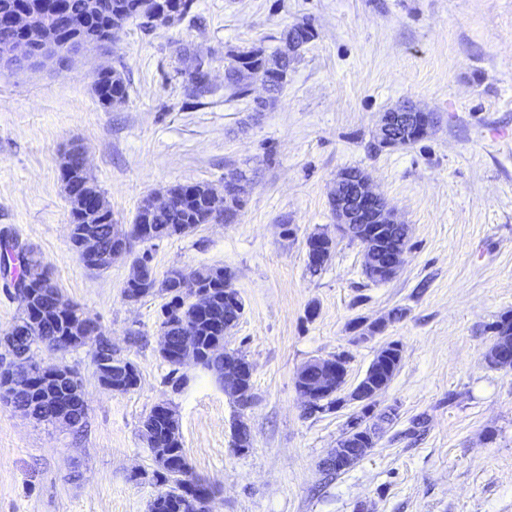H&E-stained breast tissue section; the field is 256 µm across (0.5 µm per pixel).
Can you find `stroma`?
<instances>
[{
    "mask_svg": "<svg viewBox=\"0 0 512 512\" xmlns=\"http://www.w3.org/2000/svg\"><path fill=\"white\" fill-rule=\"evenodd\" d=\"M313 39L269 99L224 87L227 52L283 50L282 32ZM207 61L208 91L189 95ZM121 72L129 95L103 107L99 69ZM413 103L435 125L421 141L373 150L382 112ZM128 228L141 204L176 184L223 190L244 175L232 222L147 244L156 275L221 267L244 313L224 337L253 365V403L240 408L210 372L181 367L173 388L159 354L164 296L128 301L131 263L95 275L70 240L62 163L71 143ZM364 170L411 228L400 272L375 283L359 242L338 235L329 193L339 172ZM331 235L319 273L306 240ZM35 250L69 301L96 318L139 385L102 386L91 347L38 360L74 367L82 432L38 422L0 401V512H148L161 492L142 423L170 402L212 512H512V369L485 360L491 326L512 313V0H194L181 21L128 22L112 43L36 67L0 70V249ZM401 319H390L394 308ZM402 360L369 420L387 424L351 470L323 461L361 410L350 393L377 352ZM343 354L333 409L306 413L296 389L308 362ZM245 422L251 446L237 451Z\"/></svg>",
    "mask_w": 512,
    "mask_h": 512,
    "instance_id": "obj_1",
    "label": "stroma"
}]
</instances>
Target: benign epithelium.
<instances>
[{
    "label": "benign epithelium",
    "mask_w": 512,
    "mask_h": 512,
    "mask_svg": "<svg viewBox=\"0 0 512 512\" xmlns=\"http://www.w3.org/2000/svg\"><path fill=\"white\" fill-rule=\"evenodd\" d=\"M66 13L63 0H39L38 8L30 6L29 0H21L18 9L4 19V24L23 33V38L0 42V68H10L26 61H36L43 57L58 56L60 46L51 37L46 28V20L60 18ZM430 116L409 106L399 107L391 112L383 113L377 133V146L394 148L404 143L423 138L430 125ZM244 187L235 191L224 192V220L233 219L242 201ZM77 200L81 211L87 214H100L103 209V199L97 193L70 192ZM329 204L336 217L339 228L351 238L364 246V267L374 269L391 278L396 274L404 261L405 252L390 254L384 247L372 246V240H383L386 226H391L404 234H409V227L398 221L395 213L388 208L384 198L378 194L369 183L364 173L349 177L342 172L336 179L335 187L330 195ZM105 229L99 227L84 239L79 255L88 270L97 272L112 267V261L128 255L132 249L133 240L137 235L112 234V245L105 244ZM307 258L310 264H319L331 253L332 241L326 236L315 237L307 241ZM101 328L91 316L83 314L73 321L70 335L45 336L40 347L53 351L65 352L74 344L83 346L94 343L99 348ZM181 363L196 360L197 347L193 337L184 334L179 339ZM218 358L224 365V380L226 385H237L241 378L253 373L252 363L234 353H220ZM28 368L40 372L44 385L56 386L67 381L70 369L63 363L50 368L27 360ZM345 363L338 357L321 358L314 361V366L302 375L298 383V391L305 399L307 407L320 403L321 399L337 386L343 379ZM31 390V385L25 380H15L10 384L9 395L14 407L29 414L21 399ZM86 407L84 397H74L68 404H54L55 423L68 428L75 427V411ZM363 452L360 443L348 442L347 435H342L336 448L328 457L325 465L329 470H343L349 460Z\"/></svg>",
    "instance_id": "7a95c632"
}]
</instances>
